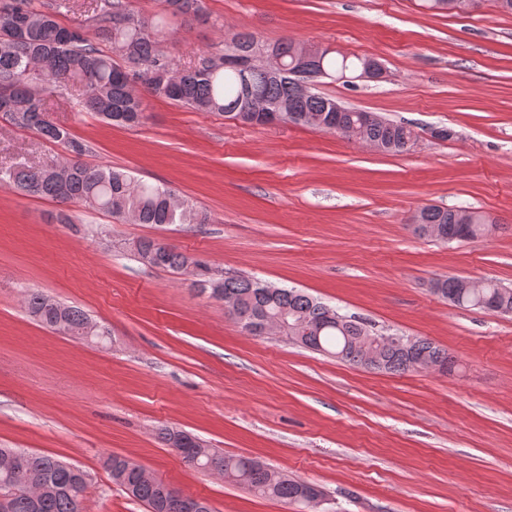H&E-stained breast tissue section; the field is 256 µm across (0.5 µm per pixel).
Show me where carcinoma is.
<instances>
[{"instance_id": "obj_1", "label": "carcinoma", "mask_w": 512, "mask_h": 512, "mask_svg": "<svg viewBox=\"0 0 512 512\" xmlns=\"http://www.w3.org/2000/svg\"><path fill=\"white\" fill-rule=\"evenodd\" d=\"M94 36L81 28H67L54 15L30 7L28 0H0V115L13 125L35 131L48 143L66 145L73 157L46 167L0 168V184L61 205L81 204L117 219L136 224H206L208 216L186 200H179L164 187L137 181L121 169L90 165L81 160L85 143L70 136L52 121L44 108L43 95L69 80L83 86L85 108L113 123L135 126L144 118L145 99L164 98L204 112L231 115L245 125H264L277 115L294 125L309 126L307 117L321 114L327 131L351 142L370 145L389 154L408 151L414 131L403 122L374 112L334 110L336 101L298 91V72L323 75H354L365 59L336 58L324 51L302 63L295 59L297 43L286 38L270 46L247 32H237L224 41V53L207 57L200 65L181 69L158 49L162 21L137 17L128 0H94ZM435 11L465 12L471 0H425ZM171 15L197 16L202 0H164ZM107 42L112 52L99 44ZM238 54L266 55L242 77L237 69L224 66V58ZM132 61L147 64L148 76L135 80L127 70ZM416 230L443 241L471 240L487 230V219L468 208L426 206L417 213ZM134 253L152 268L184 271L187 255L157 239L141 238ZM194 276L201 290L217 284L213 298L224 301L227 315L251 336L275 332L290 337L302 348L323 352L352 366L392 374L411 368L452 370L448 351L431 341L404 337L399 343L376 340L372 325L355 314L339 310L295 288H269L262 281L241 275L209 276L208 267L196 261ZM435 293L460 308L502 313L512 311V288L492 281H466L445 276L433 281ZM29 313L47 327H54L58 314L67 321L66 332L87 335L90 318L81 310L56 302L39 291L29 292ZM182 435L184 464L228 478L263 497L292 503H311L321 492L314 485L292 479L246 457H226L204 446L195 436L170 427L158 431L160 440L173 447ZM107 466L112 478L148 512H182V491L157 479L144 481L141 466L111 456ZM83 472L50 455L32 452L10 475L0 472V491L13 496L10 512H80L79 497L85 482ZM50 486L38 502L25 490L30 482Z\"/></svg>"}]
</instances>
